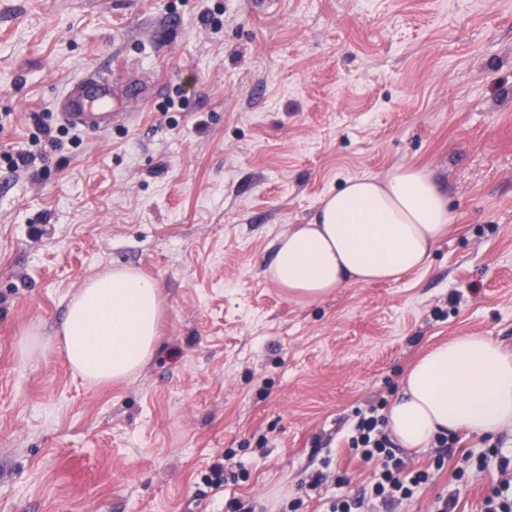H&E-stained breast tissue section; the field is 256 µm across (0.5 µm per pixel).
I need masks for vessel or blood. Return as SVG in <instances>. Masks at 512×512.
<instances>
[{
  "label": "vessel or blood",
  "instance_id": "vessel-or-blood-1",
  "mask_svg": "<svg viewBox=\"0 0 512 512\" xmlns=\"http://www.w3.org/2000/svg\"><path fill=\"white\" fill-rule=\"evenodd\" d=\"M82 84L83 93L67 97V110L61 115L63 123L83 131L107 130L105 112L112 106L108 79L93 70L84 76Z\"/></svg>",
  "mask_w": 512,
  "mask_h": 512
}]
</instances>
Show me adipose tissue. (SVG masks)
Here are the masks:
<instances>
[{
  "mask_svg": "<svg viewBox=\"0 0 512 512\" xmlns=\"http://www.w3.org/2000/svg\"><path fill=\"white\" fill-rule=\"evenodd\" d=\"M456 216L428 170L396 165L354 176L325 195L308 223L283 233L266 279L312 305L347 284L399 280L422 269ZM163 312L157 284L115 269L89 279L57 333L72 370L92 384L133 378L151 359ZM512 428V355L480 334L438 343L403 374L386 429L404 448L459 430Z\"/></svg>",
  "mask_w": 512,
  "mask_h": 512,
  "instance_id": "adipose-tissue-1",
  "label": "adipose tissue"
}]
</instances>
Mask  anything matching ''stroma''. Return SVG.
I'll list each match as a JSON object with an SVG mask.
<instances>
[{"mask_svg":"<svg viewBox=\"0 0 512 512\" xmlns=\"http://www.w3.org/2000/svg\"><path fill=\"white\" fill-rule=\"evenodd\" d=\"M106 64L132 120L64 125L65 85ZM0 115V154L37 155L0 168V512H325L302 482L327 459L361 492L349 426L419 354L512 352V0H0ZM398 163L457 216L428 264L288 301L279 236ZM116 267L164 313L138 376L93 386L53 336ZM218 461L247 477L211 489Z\"/></svg>","mask_w":512,"mask_h":512,"instance_id":"stroma-1","label":"stroma"}]
</instances>
